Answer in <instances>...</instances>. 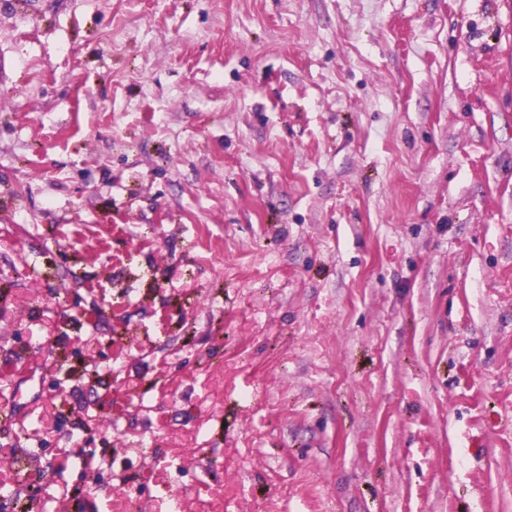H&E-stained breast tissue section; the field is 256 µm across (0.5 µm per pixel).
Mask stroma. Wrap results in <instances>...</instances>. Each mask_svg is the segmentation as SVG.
I'll return each mask as SVG.
<instances>
[{
  "label": "stroma",
  "instance_id": "obj_1",
  "mask_svg": "<svg viewBox=\"0 0 512 512\" xmlns=\"http://www.w3.org/2000/svg\"><path fill=\"white\" fill-rule=\"evenodd\" d=\"M0 512H512V0H0Z\"/></svg>",
  "mask_w": 512,
  "mask_h": 512
}]
</instances>
